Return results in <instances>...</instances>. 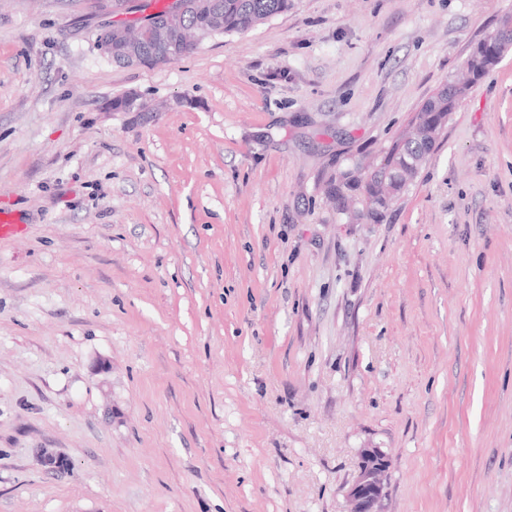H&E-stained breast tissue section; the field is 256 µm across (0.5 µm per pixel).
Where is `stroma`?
I'll list each match as a JSON object with an SVG mask.
<instances>
[{
    "mask_svg": "<svg viewBox=\"0 0 512 512\" xmlns=\"http://www.w3.org/2000/svg\"><path fill=\"white\" fill-rule=\"evenodd\" d=\"M508 16L293 0L147 68L0 0V512H346L366 448L382 512H512V50L382 223L326 196Z\"/></svg>",
    "mask_w": 512,
    "mask_h": 512,
    "instance_id": "obj_1",
    "label": "stroma"
}]
</instances>
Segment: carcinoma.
<instances>
[{"label": "carcinoma", "mask_w": 512, "mask_h": 512, "mask_svg": "<svg viewBox=\"0 0 512 512\" xmlns=\"http://www.w3.org/2000/svg\"><path fill=\"white\" fill-rule=\"evenodd\" d=\"M291 0H185V11L174 24L162 29L155 42L144 44L135 63L153 68L161 63L186 57L196 49V39L218 34H244L275 15L288 11ZM501 56L493 52L490 39L475 43L463 62L468 83L460 88L447 79L416 113L421 123L438 122L456 111L472 86L494 68ZM145 109L135 92L112 100L114 112H139ZM436 142L413 147L397 139L371 174L358 176L355 170L338 171L329 176L327 192L336 200H354L369 224L383 222L387 210L414 183Z\"/></svg>", "instance_id": "1"}]
</instances>
